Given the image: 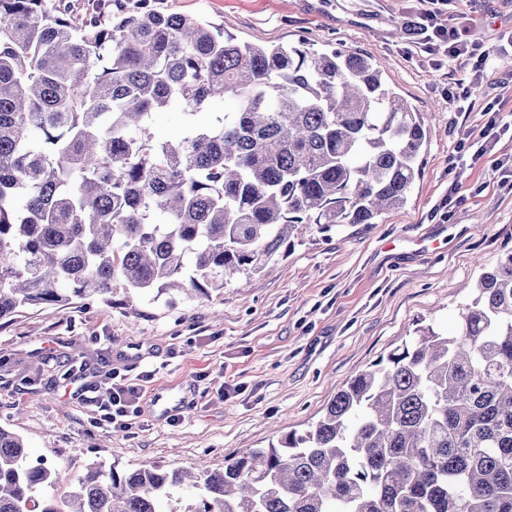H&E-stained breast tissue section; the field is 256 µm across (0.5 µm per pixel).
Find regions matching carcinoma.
Wrapping results in <instances>:
<instances>
[{
    "label": "carcinoma",
    "instance_id": "carcinoma-1",
    "mask_svg": "<svg viewBox=\"0 0 512 512\" xmlns=\"http://www.w3.org/2000/svg\"><path fill=\"white\" fill-rule=\"evenodd\" d=\"M172 106L182 132L158 141L147 124ZM430 136L364 53L240 42L157 0L80 21L63 0H0V321L120 289L207 297L299 224L401 208ZM58 483L0 427V512H512V251L454 334L418 327L304 434L215 469L94 461L41 494ZM177 489L189 503L161 509Z\"/></svg>",
    "mask_w": 512,
    "mask_h": 512
}]
</instances>
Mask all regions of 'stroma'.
Returning a JSON list of instances; mask_svg holds the SVG:
<instances>
[{"label":"stroma","instance_id":"obj_1","mask_svg":"<svg viewBox=\"0 0 512 512\" xmlns=\"http://www.w3.org/2000/svg\"><path fill=\"white\" fill-rule=\"evenodd\" d=\"M168 12L224 25L239 40L307 39L372 56L386 86L421 112L433 131L423 173L406 204L375 224L331 235L297 229L294 244L247 289L226 283L206 299L144 295L133 308L79 301L31 309L0 326V426L20 434L32 456L59 463L62 490L101 460L118 468H219L232 451L266 448L308 430L350 378L413 336L418 323L445 334L472 299L478 274L512 250V185L490 165L448 170L461 123L444 96L458 74L424 71L405 59L416 0H163ZM448 22L468 28L492 66L477 103L512 115V0H458ZM456 186L463 201L436 209ZM151 372L142 413L118 431L97 424L81 391L113 371ZM237 395L219 394L224 383ZM169 397L171 412L153 406Z\"/></svg>","mask_w":512,"mask_h":512}]
</instances>
